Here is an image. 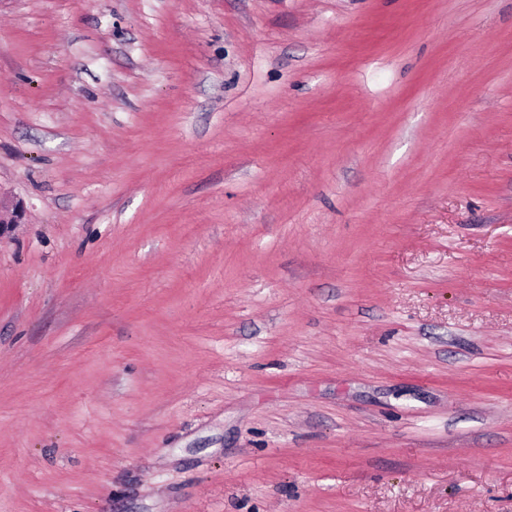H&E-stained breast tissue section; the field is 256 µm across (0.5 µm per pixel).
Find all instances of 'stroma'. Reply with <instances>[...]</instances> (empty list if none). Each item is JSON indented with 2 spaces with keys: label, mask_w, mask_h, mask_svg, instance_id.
<instances>
[{
  "label": "stroma",
  "mask_w": 512,
  "mask_h": 512,
  "mask_svg": "<svg viewBox=\"0 0 512 512\" xmlns=\"http://www.w3.org/2000/svg\"><path fill=\"white\" fill-rule=\"evenodd\" d=\"M0 512H512V0H0ZM26 210L22 202L3 204L0 201V237L4 236L11 225L25 223Z\"/></svg>",
  "instance_id": "35a3bbf8"
}]
</instances>
